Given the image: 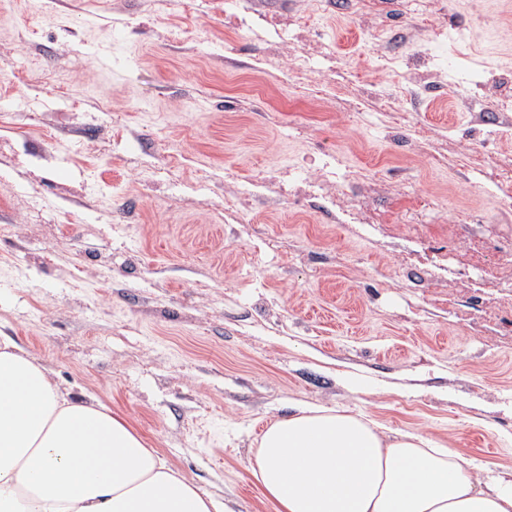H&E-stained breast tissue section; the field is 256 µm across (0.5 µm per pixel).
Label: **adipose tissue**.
Instances as JSON below:
<instances>
[{
	"label": "adipose tissue",
	"instance_id": "ef3b65f1",
	"mask_svg": "<svg viewBox=\"0 0 512 512\" xmlns=\"http://www.w3.org/2000/svg\"><path fill=\"white\" fill-rule=\"evenodd\" d=\"M272 512H512V480L364 415L292 405L251 464ZM97 399L0 337V512H228Z\"/></svg>",
	"mask_w": 512,
	"mask_h": 512
}]
</instances>
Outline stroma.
Segmentation results:
<instances>
[{
    "instance_id": "1",
    "label": "stroma",
    "mask_w": 512,
    "mask_h": 512,
    "mask_svg": "<svg viewBox=\"0 0 512 512\" xmlns=\"http://www.w3.org/2000/svg\"><path fill=\"white\" fill-rule=\"evenodd\" d=\"M512 0H0V336L233 512L295 402L512 479Z\"/></svg>"
}]
</instances>
